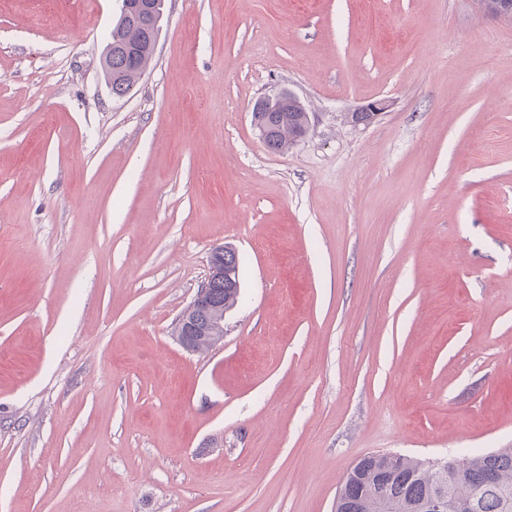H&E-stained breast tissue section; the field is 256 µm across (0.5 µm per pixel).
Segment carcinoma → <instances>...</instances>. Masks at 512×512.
<instances>
[{
    "instance_id": "carcinoma-1",
    "label": "carcinoma",
    "mask_w": 512,
    "mask_h": 512,
    "mask_svg": "<svg viewBox=\"0 0 512 512\" xmlns=\"http://www.w3.org/2000/svg\"><path fill=\"white\" fill-rule=\"evenodd\" d=\"M162 16L163 0H154L151 17L113 24L112 94H126L150 64ZM254 118L268 130L265 144L275 152L288 149L293 136L308 131L307 112L295 98L288 99L286 112L264 109ZM210 301L212 308L222 310L237 299L218 279L212 282ZM438 496L463 505L458 512H512V448L442 463L397 454L367 455L347 471L335 512H428L427 505Z\"/></svg>"
}]
</instances>
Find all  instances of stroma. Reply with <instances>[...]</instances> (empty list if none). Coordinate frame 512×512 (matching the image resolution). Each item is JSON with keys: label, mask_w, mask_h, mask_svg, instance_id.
I'll list each match as a JSON object with an SVG mask.
<instances>
[{"label": "stroma", "mask_w": 512, "mask_h": 512, "mask_svg": "<svg viewBox=\"0 0 512 512\" xmlns=\"http://www.w3.org/2000/svg\"><path fill=\"white\" fill-rule=\"evenodd\" d=\"M117 7L0 0V512H334L363 456L512 448V20L165 0L116 97ZM220 244L241 299L189 353ZM163 2L154 0V13L149 18L116 19L113 24L109 33L112 44L107 45L103 58L113 95L126 94L150 64L154 53L151 45L160 30ZM289 92H278L275 94L264 95L256 100L253 106L255 121L268 130V136L265 141L266 146L271 151L281 152L288 150L291 145V139L294 135H304L308 131V119L305 107L297 101L296 98H289ZM278 100L288 101V112L280 109H264L256 112L257 105L265 102H275ZM390 106L391 103L388 99H377L368 102L354 112H348L347 117L350 122L368 125L374 120L375 115H378L379 112H387ZM373 112L376 113L374 114Z\"/></svg>", "instance_id": "35a3bbf8"}]
</instances>
